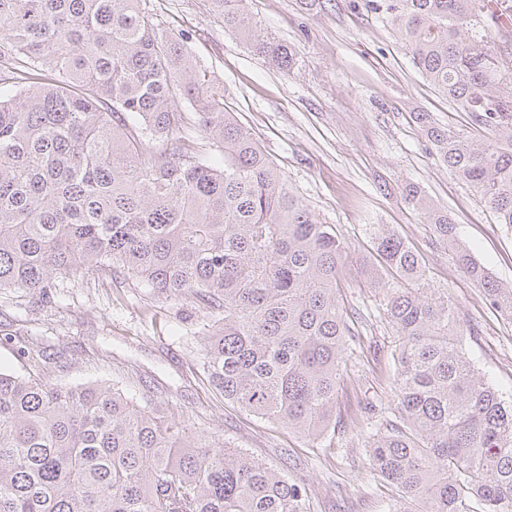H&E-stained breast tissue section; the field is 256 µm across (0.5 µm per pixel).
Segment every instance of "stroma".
Returning a JSON list of instances; mask_svg holds the SVG:
<instances>
[{
	"label": "stroma",
	"instance_id": "1",
	"mask_svg": "<svg viewBox=\"0 0 512 512\" xmlns=\"http://www.w3.org/2000/svg\"><path fill=\"white\" fill-rule=\"evenodd\" d=\"M158 20L189 37L197 62L226 88L228 105L263 144L321 221L352 243L342 294L362 319L363 354L349 360L336 396V428L311 445L284 426L241 414L203 370L205 320L186 296L129 287L122 275L62 280L51 302L0 290V367L63 386L107 382L151 399L167 419L243 448L304 487L309 512H384L371 471L366 420L391 418L395 338L367 319L382 291L363 276L374 224L394 229L422 257L432 287L474 325L465 348L489 382L512 393V322L459 269L424 215L405 201L414 183L445 208L475 259L512 283V226L497 223L479 193L431 149L429 126L484 137L468 112L413 67L402 43L365 0H252L268 32L297 64L272 68L214 23L207 0H148Z\"/></svg>",
	"mask_w": 512,
	"mask_h": 512
}]
</instances>
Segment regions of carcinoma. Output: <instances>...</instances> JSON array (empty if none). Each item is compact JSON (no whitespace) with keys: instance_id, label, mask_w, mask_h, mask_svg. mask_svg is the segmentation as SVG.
<instances>
[{"instance_id":"obj_1","label":"carcinoma","mask_w":512,"mask_h":512,"mask_svg":"<svg viewBox=\"0 0 512 512\" xmlns=\"http://www.w3.org/2000/svg\"><path fill=\"white\" fill-rule=\"evenodd\" d=\"M215 22L270 66L296 58L247 9L209 0ZM490 0H367L413 66L489 137L430 128L439 160L512 226V31ZM147 0H0V290L43 301L60 278L106 272L190 295L210 330L203 367L225 400L312 442L332 425L355 356L341 294L350 243L322 222L188 37ZM186 102L191 111L180 110ZM196 124L205 146L182 132ZM460 270L512 320V285L461 243L415 184ZM376 308L398 337L393 418L366 452L392 487L386 512H512V403L475 366L448 294L394 230L371 227ZM0 512H307V494L212 435L166 423L109 383L64 387L0 370Z\"/></svg>"}]
</instances>
